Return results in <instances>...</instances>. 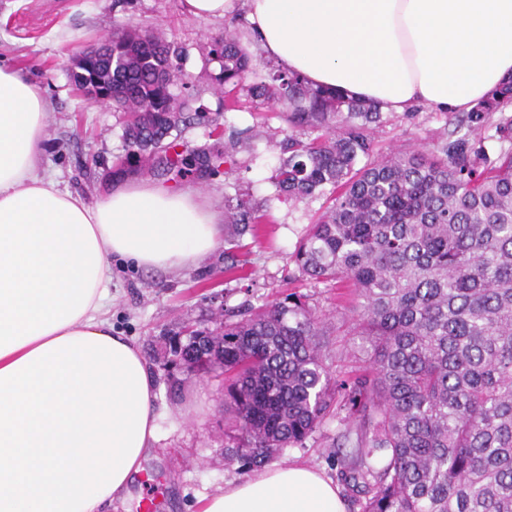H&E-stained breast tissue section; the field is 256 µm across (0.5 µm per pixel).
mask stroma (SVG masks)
Instances as JSON below:
<instances>
[{"instance_id": "obj_1", "label": "stroma", "mask_w": 512, "mask_h": 512, "mask_svg": "<svg viewBox=\"0 0 512 512\" xmlns=\"http://www.w3.org/2000/svg\"><path fill=\"white\" fill-rule=\"evenodd\" d=\"M128 26L158 33L180 52L177 64L186 83L173 92L190 96L209 118L208 123L188 125L182 143L191 149L227 148L233 155L223 172L195 170L175 182L163 175L160 183L195 190L202 203L222 212L244 195L265 217L231 251L216 248L175 274L112 264L107 316L116 331L141 348L159 387L161 412L158 440L128 496L114 501L112 512H144L148 503L156 512H199L217 487L246 479L252 471L232 456L235 442L224 428L223 386L215 380L185 383L170 374L164 337L187 325L214 326L225 314L255 310L295 291L307 295L324 322L326 364L336 379L358 373L368 355L360 337L336 332L348 318L336 305V288L293 277L290 256L331 201L321 196L295 202L276 191L272 176L287 127L283 107L257 103L247 91L218 80L221 63L211 55V44L225 28L246 29L244 19L204 21L186 13L182 0H0V65L21 69L40 84L50 107L43 174L91 204L111 185L126 154L124 115L79 93L68 62L72 53ZM456 122V114L423 105L385 113L373 134L375 155L433 147ZM229 257L237 265L232 274L224 271ZM341 433L335 419H326L304 447L286 449L278 461L302 463L335 478Z\"/></svg>"}]
</instances>
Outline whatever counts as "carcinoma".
I'll return each instance as SVG.
<instances>
[{
    "label": "carcinoma",
    "mask_w": 512,
    "mask_h": 512,
    "mask_svg": "<svg viewBox=\"0 0 512 512\" xmlns=\"http://www.w3.org/2000/svg\"><path fill=\"white\" fill-rule=\"evenodd\" d=\"M212 54L218 81L247 78L251 57L236 33ZM178 56L160 36L123 28L74 79L83 92L112 81L113 106L127 115L117 173L189 171L176 150L190 120V99L171 91ZM249 92L286 109L277 191L295 201L334 195L291 260L302 278L350 288L369 365L332 378L322 322L296 292L224 323L222 350L187 344L183 357L224 380L242 459L261 468L326 417L350 419L342 437L356 441L337 475L352 512H512V117L495 126L496 158L475 140L491 113L512 106V79L433 149L381 158L375 103L281 71ZM311 130L324 134L302 140ZM257 223L238 200L224 242Z\"/></svg>",
    "instance_id": "carcinoma-1"
}]
</instances>
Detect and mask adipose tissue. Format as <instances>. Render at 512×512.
Returning a JSON list of instances; mask_svg holds the SVG:
<instances>
[{"label":"adipose tissue","mask_w":512,"mask_h":512,"mask_svg":"<svg viewBox=\"0 0 512 512\" xmlns=\"http://www.w3.org/2000/svg\"><path fill=\"white\" fill-rule=\"evenodd\" d=\"M244 14L285 71L391 112H467L512 77V0H184ZM42 88L0 66V512H108L157 440V383L103 309L112 260L175 271L222 217L195 191L124 180L95 204L41 175ZM200 512H346L298 464L231 481Z\"/></svg>","instance_id":"obj_1"}]
</instances>
